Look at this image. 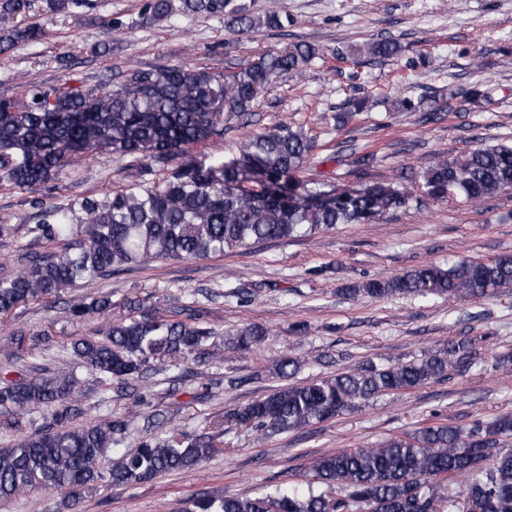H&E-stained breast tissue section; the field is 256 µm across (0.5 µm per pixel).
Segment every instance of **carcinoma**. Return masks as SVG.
<instances>
[{
    "label": "carcinoma",
    "instance_id": "carcinoma-1",
    "mask_svg": "<svg viewBox=\"0 0 512 512\" xmlns=\"http://www.w3.org/2000/svg\"><path fill=\"white\" fill-rule=\"evenodd\" d=\"M92 7L91 0H43L40 18L27 17L35 0H0V54L46 35L58 15ZM176 14L217 18L234 32L281 30L293 23L272 6L253 11L247 0H143L140 16L163 21ZM392 40L366 44L374 59L397 55ZM319 49L299 42L253 59L229 62L222 71L207 66L134 68L84 89L66 83L27 84L22 98L0 97V180L50 195L67 163L88 153L136 162L137 178L112 193L83 196L66 208L44 209L29 227L37 240H63L49 254L25 257L0 276V317L18 305L56 294L80 282L167 260H205L228 251L286 241L338 224H371L416 200L462 195L471 203L512 193V145L477 147L452 160L429 162L417 190L387 180L337 186L304 181L301 171L315 147L303 126L284 118L240 141L235 150L181 163L188 148L252 122L260 88L272 76H300ZM394 107L419 111L434 120L437 108L404 97ZM164 172L159 183L139 178ZM353 297L393 296L475 299L512 295V254L486 261L427 264L386 279L345 288ZM72 321L104 317L93 336H75L72 356L103 381L134 379L152 360L178 366L207 345L215 332L200 322L157 314L140 300L79 296L67 302ZM235 348L248 352L269 335L259 324L225 331ZM474 342L461 338L446 348L425 351L413 361L355 367L333 376L308 378L276 387L233 412L262 439L312 422H326L389 394H404L467 369L484 358ZM302 367L297 357L276 363L277 375L290 379ZM70 372L39 368L30 377L0 387V414L7 424L30 421L34 409L51 420L18 443L0 448V501L27 493L65 494L77 512L80 492L99 482L114 487L151 481L191 469L214 451L212 442L185 433L160 440L144 436L139 447L106 462L133 423L128 414L72 424L76 408ZM512 414L472 428L431 423L410 439L390 438L373 448H341L317 458L303 486H277L255 497L226 494L193 501L189 512H512ZM462 479L457 499L440 492L443 481Z\"/></svg>",
    "mask_w": 512,
    "mask_h": 512
}]
</instances>
